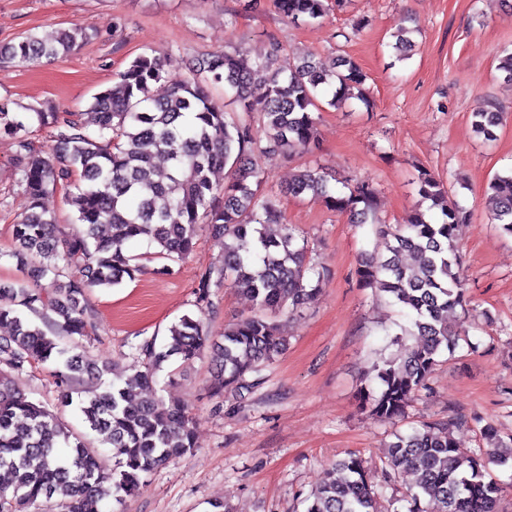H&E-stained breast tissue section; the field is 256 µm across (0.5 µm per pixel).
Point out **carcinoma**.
<instances>
[{
    "label": "carcinoma",
    "instance_id": "carcinoma-1",
    "mask_svg": "<svg viewBox=\"0 0 512 512\" xmlns=\"http://www.w3.org/2000/svg\"><path fill=\"white\" fill-rule=\"evenodd\" d=\"M293 23L324 17L328 0H276ZM92 27L63 29L55 42L32 34L10 45L0 58L19 64L56 59L88 39ZM397 59L409 58L410 31L392 33ZM279 48L250 59L231 45L199 61L184 79L169 85L162 98L151 86L165 79V57L152 50L115 74L112 86L93 97L85 112H46L0 98V136L15 145L18 183L27 205L12 225L7 256L36 275L0 284V512H99L108 498L118 502L139 490L144 478L170 459L195 448L194 415L184 404L157 395V373L175 359L189 364L210 357V397L242 394L262 380L261 372L282 353L280 318L312 302L326 268L307 261V245L292 224L283 222L279 198L265 192L267 174L259 159L269 153H302L315 144L320 120L318 96L331 93L328 105L341 108L351 99L369 104L366 74L349 56L332 68L309 56L278 61ZM263 85L260 98L251 94ZM224 85L233 91L237 111L228 112L211 94ZM262 118L264 137L254 132L253 114ZM474 131L487 141L503 113L489 104L472 113ZM52 129L53 154L37 152L28 134L33 126ZM229 168L224 186L210 174ZM64 189L75 213V227H57L44 197ZM420 201L428 206L406 224L378 223V193L368 182L331 188L327 175L306 167L280 194L319 198L353 224L376 228L383 249L359 265V287L386 297L407 318L401 336L417 338L401 358L375 365L364 380L362 403L372 419L391 423L426 387L437 358L453 354L462 336L456 309L465 289L458 269L459 225L466 211L442 180L427 169L416 180ZM488 209L499 230L512 236V171L488 185ZM207 234L224 248V264L205 270L196 307L211 306V289L230 282L253 302L252 313L211 336L203 317H181L168 329L165 344L145 337L132 346L142 362L132 374L107 379L104 359L66 356L60 340L74 347L92 339L93 311L87 294L111 288L140 272L131 248L147 243L154 255L172 263L185 260ZM80 262L77 274L67 263ZM56 370L61 402L76 405L89 429L112 448L107 465L83 437L68 430L52 410L33 401L14 376L50 361ZM99 383L86 397L82 384ZM446 423H423L408 434H394L380 470L384 478L409 471L417 491L407 512H499L503 487L486 479V465L512 467V443L497 429L480 430L485 448L460 447ZM384 486L371 480L365 460L349 454L332 465L331 477L308 501L305 512H382Z\"/></svg>",
    "mask_w": 512,
    "mask_h": 512
}]
</instances>
